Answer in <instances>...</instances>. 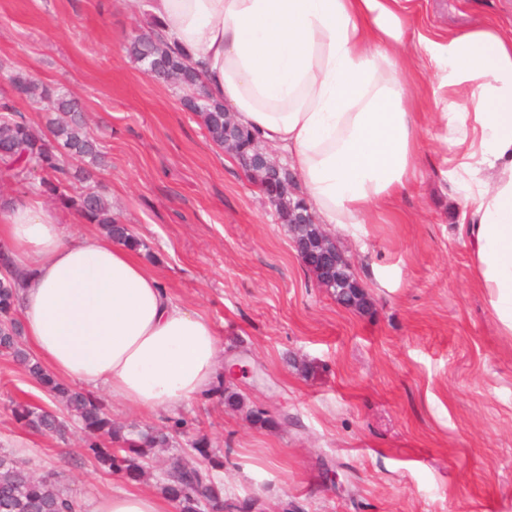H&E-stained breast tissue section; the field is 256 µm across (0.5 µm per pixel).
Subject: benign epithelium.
Returning <instances> with one entry per match:
<instances>
[{"label":"benign epithelium","instance_id":"7a95c632","mask_svg":"<svg viewBox=\"0 0 512 512\" xmlns=\"http://www.w3.org/2000/svg\"><path fill=\"white\" fill-rule=\"evenodd\" d=\"M235 127L231 113L224 112V147L238 158L259 185L275 188L276 196L269 201L272 207L288 206L289 231L302 265L315 275L321 287L336 293L344 306L355 304L363 288L349 274L350 261L341 250L334 249L329 240L313 230L316 219L309 210L297 207L290 199L291 181L288 173L283 171L284 165L273 159L265 145L255 138L248 146H240L233 134Z\"/></svg>","mask_w":512,"mask_h":512}]
</instances>
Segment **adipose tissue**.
I'll return each mask as SVG.
<instances>
[{
  "instance_id": "ef3b65f1",
  "label": "adipose tissue",
  "mask_w": 512,
  "mask_h": 512,
  "mask_svg": "<svg viewBox=\"0 0 512 512\" xmlns=\"http://www.w3.org/2000/svg\"><path fill=\"white\" fill-rule=\"evenodd\" d=\"M184 49L212 97L301 179L322 224L372 223L409 191L421 149L402 62L411 0H128ZM418 43L439 73L435 104L478 282L512 336V36L491 25ZM0 248L24 274L16 317L59 380L125 406L172 411L220 378L211 321L174 300L133 249L96 228L65 232L37 197L9 205ZM88 512H165L149 491Z\"/></svg>"
}]
</instances>
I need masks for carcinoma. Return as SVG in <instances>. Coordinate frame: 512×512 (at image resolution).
I'll use <instances>...</instances> for the list:
<instances>
[{
	"instance_id": "obj_1",
	"label": "carcinoma",
	"mask_w": 512,
	"mask_h": 512,
	"mask_svg": "<svg viewBox=\"0 0 512 512\" xmlns=\"http://www.w3.org/2000/svg\"><path fill=\"white\" fill-rule=\"evenodd\" d=\"M127 53L141 65L153 66V78L168 81L174 74L178 84L189 90L182 98L185 109L201 120L209 138L224 144V104L213 99L197 83L188 68L183 51L166 42L157 24L147 32L131 36ZM8 82L21 98L40 111L56 114L50 119L48 134H39L28 120L7 102L0 104V168L23 176L28 169L42 173L31 188L53 194L71 175L66 159L86 161L92 167L102 162L97 142L87 132L80 108L66 95L23 73H11ZM74 206L91 224H97L108 239L134 249H148L112 212L104 196L93 187L81 194ZM0 355L20 364L46 394L62 408V413L15 403L11 412L29 429L59 439L66 437L70 424L78 425L83 451L103 469L123 473L131 480L145 474V464L156 448L172 447L173 437L164 431L122 426L112 420L103 401L91 392L58 380L26 351L20 342L21 330L14 318L20 275L8 254L0 249ZM203 461L177 460L160 478V485L179 512H224V491L215 472L224 468V458L206 451L205 438L192 441ZM0 512H78L75 499L61 486L56 474L36 475L25 461L10 452L0 451Z\"/></svg>"
}]
</instances>
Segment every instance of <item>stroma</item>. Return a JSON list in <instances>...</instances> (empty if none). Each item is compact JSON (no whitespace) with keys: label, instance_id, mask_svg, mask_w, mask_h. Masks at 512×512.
<instances>
[{"label":"stroma","instance_id":"obj_1","mask_svg":"<svg viewBox=\"0 0 512 512\" xmlns=\"http://www.w3.org/2000/svg\"><path fill=\"white\" fill-rule=\"evenodd\" d=\"M411 30L441 39L491 24L512 34V0H415ZM151 18L123 0H0V66L82 106L104 155L96 179L172 296L214 325L238 369L224 392L174 411L115 402L116 423L188 422L132 481L81 453L83 436L30 432L11 404L51 401L0 358V449L55 472L87 512L90 498L159 492L158 474L205 438L225 455L215 478L232 503L263 512H512V336L496 319L459 233L460 192L444 132L422 133L416 186L374 223L328 227L369 305L337 303L298 260L274 208L238 161L215 149L178 85L127 53ZM406 55L415 102L433 111L434 70L417 41ZM276 420L256 423L255 410Z\"/></svg>","mask_w":512,"mask_h":512}]
</instances>
